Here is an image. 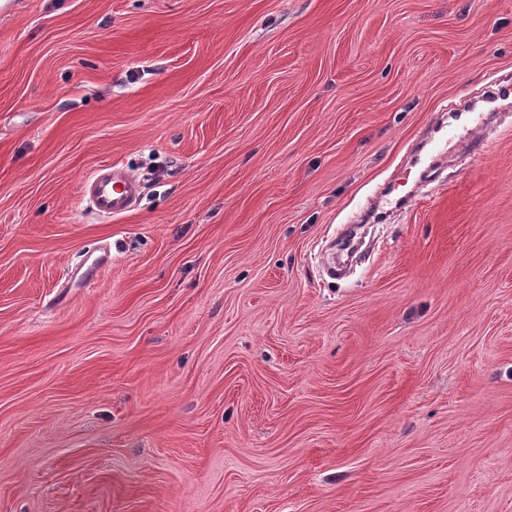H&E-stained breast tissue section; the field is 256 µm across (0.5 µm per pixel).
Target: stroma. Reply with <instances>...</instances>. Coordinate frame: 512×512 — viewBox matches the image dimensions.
<instances>
[{
    "label": "stroma",
    "instance_id": "stroma-1",
    "mask_svg": "<svg viewBox=\"0 0 512 512\" xmlns=\"http://www.w3.org/2000/svg\"><path fill=\"white\" fill-rule=\"evenodd\" d=\"M506 77L512 0L0 16V512H512ZM141 191L140 181L116 165L103 166L84 181L86 207L98 215L112 218L127 213Z\"/></svg>",
    "mask_w": 512,
    "mask_h": 512
}]
</instances>
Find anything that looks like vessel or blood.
Listing matches in <instances>:
<instances>
[{
	"label": "vessel or blood",
	"mask_w": 512,
	"mask_h": 512,
	"mask_svg": "<svg viewBox=\"0 0 512 512\" xmlns=\"http://www.w3.org/2000/svg\"><path fill=\"white\" fill-rule=\"evenodd\" d=\"M141 191L140 181L133 178L128 170L115 165L93 171L84 181L87 208L112 218L127 213Z\"/></svg>",
	"instance_id": "vessel-or-blood-1"
}]
</instances>
